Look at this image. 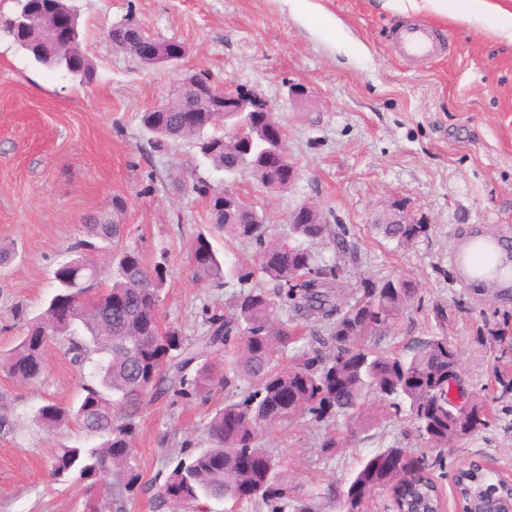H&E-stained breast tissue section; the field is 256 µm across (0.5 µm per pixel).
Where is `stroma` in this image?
Wrapping results in <instances>:
<instances>
[{"instance_id":"stroma-1","label":"stroma","mask_w":512,"mask_h":512,"mask_svg":"<svg viewBox=\"0 0 512 512\" xmlns=\"http://www.w3.org/2000/svg\"><path fill=\"white\" fill-rule=\"evenodd\" d=\"M336 20L335 34L304 20L297 0H75L82 47L95 68L83 84L34 62L0 37V351L13 347L26 319L55 292L54 272L70 256L92 216H111L121 198L126 244L148 261L166 260L160 316L188 339L206 331L240 291L229 279L215 287L196 280L186 244L206 231L198 179L220 185L192 141L156 151L140 115L191 73L219 86L258 89L285 127L297 164L288 189L236 176L235 185L262 211L272 235H285L303 203L348 228L350 250L330 239L312 253L343 270L342 294L362 280L404 277L418 286L414 306L368 337L380 351L412 354L446 330L460 352L463 385L490 405L487 426L448 449L447 469L465 459H490L512 473V290L471 288L460 276L455 247L470 234H489L512 247V41L486 27L427 9L399 12L382 0H316ZM132 21L150 34L183 43L173 68L149 67L116 48L109 31ZM407 22L440 28L445 54L422 67L401 62L391 34ZM306 90L302 100L290 87ZM403 202L430 224L407 249L377 236L380 210ZM448 312L439 324L434 307ZM64 340L45 352L40 382L0 374V512H115L106 484L53 479L49 460L63 445L92 448L97 437L75 427H43L44 402H77L91 367L77 368ZM228 392L213 386L191 399L145 403L137 419L135 459L144 482L166 476L184 456L207 447L206 427ZM324 425L308 416L282 422L264 445L280 460L290 491L315 493L346 482L361 460L388 446L419 447L400 417L380 414L374 427L347 436L335 453L320 443Z\"/></svg>"}]
</instances>
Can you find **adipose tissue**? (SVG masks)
I'll return each instance as SVG.
<instances>
[{
	"mask_svg": "<svg viewBox=\"0 0 512 512\" xmlns=\"http://www.w3.org/2000/svg\"><path fill=\"white\" fill-rule=\"evenodd\" d=\"M388 6L402 5L417 10L427 8L467 21L488 22L499 34L512 39V9L497 0H387ZM461 269L475 288L512 286V258L499 240L490 235L467 237L458 246Z\"/></svg>",
	"mask_w": 512,
	"mask_h": 512,
	"instance_id": "ef3b65f1",
	"label": "adipose tissue"
}]
</instances>
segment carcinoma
Segmentation results:
<instances>
[{"mask_svg": "<svg viewBox=\"0 0 512 512\" xmlns=\"http://www.w3.org/2000/svg\"><path fill=\"white\" fill-rule=\"evenodd\" d=\"M46 9L45 3L32 4L26 27L6 20L0 32L35 62L65 68L85 82L94 70L91 61L67 56L52 60L42 44L31 39L32 32L41 28ZM201 105L187 97L173 100L166 112L142 113L141 124L152 135L154 147L193 139L214 170L228 171L245 156L248 166L242 172L268 188H288V165L294 161L288 156L285 164L266 171V155L275 146L262 136L255 114L206 112L204 123L186 127L181 108ZM226 123L239 128L237 137L224 138L220 129ZM193 192L206 200L224 194L204 179L196 182ZM232 195L236 211L227 216L213 208L208 221L226 240L254 243L258 261L230 271L217 257L209 236L200 233L189 241L187 252L200 279L217 286L232 272L241 287L224 313L210 318L209 328L195 343H187L176 328L162 325L159 301L168 276L165 263L151 264L140 249L125 246L117 250L116 267L106 284L87 254L92 244L80 240L73 246V257L54 272L56 291L44 313L28 323L11 349L0 352V372L25 383L41 379L46 343L55 338H67V353L75 364L94 362L95 381L82 386L76 406L48 401L35 411V418L46 427L72 422L101 438L94 448L58 449L49 462L50 475L58 479L76 474L93 485L113 479L110 496L119 510L141 487L133 448L136 419L145 399L169 395L187 399L206 386L217 383L230 389L248 379L253 390L224 401L209 420L210 447L179 461L157 487L153 502L159 512L200 510L210 500L260 502L267 512H318L319 499L336 512H368V497L358 495L360 489L390 498L394 508L439 507L432 473L445 469L448 442L463 440L486 425L488 408L462 387L458 349L446 333L433 334L408 357L366 346L368 336L415 303L416 285L406 278L378 284L366 280L360 296L343 300L336 266L319 261L299 244L272 237L263 215L239 191ZM122 207L119 201L112 218H94L84 225L86 235L104 249L122 237L118 219ZM376 229L385 240L407 248L427 236L430 225L378 224ZM331 231L338 243H345L343 225L333 231L314 213L307 224L289 225V233L305 241L321 240ZM265 282L274 285L273 291L263 287ZM280 304L297 317L321 324L320 344L325 350H315L297 366L279 363L278 352L296 339L295 328L273 319ZM78 327L89 341L71 338ZM221 351L224 373L219 375L210 356ZM193 365L196 374L191 378L188 370ZM371 398L383 410L404 417L428 448H381L365 457L345 484L331 483L307 497L288 496L279 461L262 444L268 427L304 413L327 426L341 417L346 431L354 434L372 424L365 415ZM402 474L411 475V481L400 484ZM455 484L464 503L485 494L506 508L512 499L504 483L494 481L480 465L456 476Z\"/></svg>", "mask_w": 512, "mask_h": 512, "instance_id": "1", "label": "carcinoma"}]
</instances>
